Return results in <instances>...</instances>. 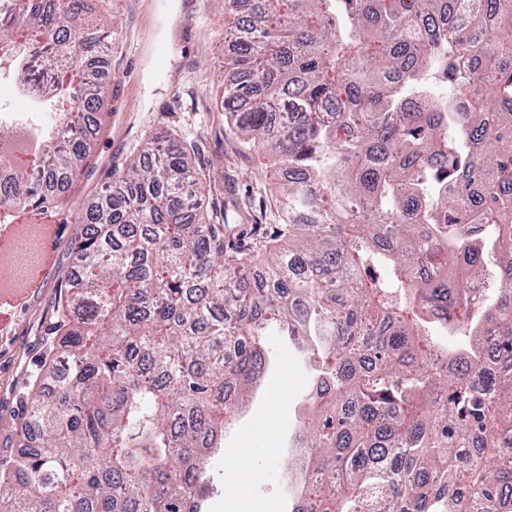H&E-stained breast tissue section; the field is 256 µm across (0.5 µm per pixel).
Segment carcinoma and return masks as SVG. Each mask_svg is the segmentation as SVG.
Returning a JSON list of instances; mask_svg holds the SVG:
<instances>
[{
	"label": "carcinoma",
	"mask_w": 512,
	"mask_h": 512,
	"mask_svg": "<svg viewBox=\"0 0 512 512\" xmlns=\"http://www.w3.org/2000/svg\"><path fill=\"white\" fill-rule=\"evenodd\" d=\"M94 2L0 0V68L26 76L3 127L45 162L0 155V224L61 207L94 151L111 84L92 69L112 36ZM237 15L224 110L243 146L276 155L275 260L229 256L224 190L194 147L147 137L76 232L22 440L0 460V512H203L273 331L307 368L290 445L325 476L289 512H500L512 0H254ZM412 97L427 111H404Z\"/></svg>",
	"instance_id": "carcinoma-1"
}]
</instances>
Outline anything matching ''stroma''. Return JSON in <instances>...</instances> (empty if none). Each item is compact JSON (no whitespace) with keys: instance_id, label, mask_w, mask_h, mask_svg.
Listing matches in <instances>:
<instances>
[{"instance_id":"obj_1","label":"stroma","mask_w":512,"mask_h":512,"mask_svg":"<svg viewBox=\"0 0 512 512\" xmlns=\"http://www.w3.org/2000/svg\"><path fill=\"white\" fill-rule=\"evenodd\" d=\"M107 44L112 93L102 108L94 153L76 174L64 206L53 211L52 261L41 285L0 323V458L17 446L21 398L47 348L61 285L75 257L70 242L86 208L119 172L146 136L198 147L196 163L224 188L230 237L242 251L257 249L278 227L280 193L266 158L241 148L221 106L225 36L234 17L227 0H112ZM224 163L211 165L216 150ZM276 363L269 381L224 436L225 450L211 472L218 491L210 512H286L280 494L282 455L270 452L297 424L306 386L301 363L270 337ZM243 449L247 465H232L230 449Z\"/></svg>"}]
</instances>
